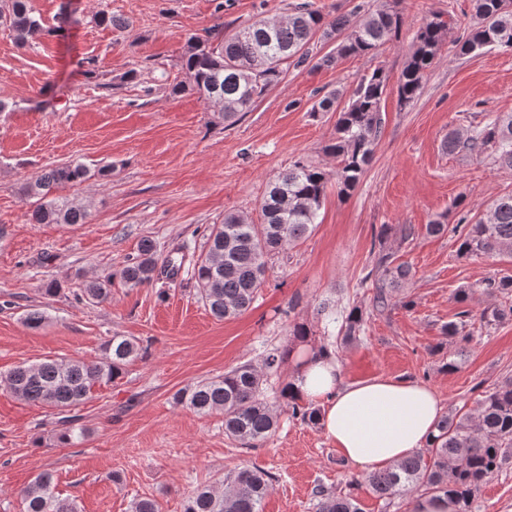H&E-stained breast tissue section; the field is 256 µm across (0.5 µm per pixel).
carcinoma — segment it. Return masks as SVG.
Here are the masks:
<instances>
[{
  "mask_svg": "<svg viewBox=\"0 0 512 512\" xmlns=\"http://www.w3.org/2000/svg\"><path fill=\"white\" fill-rule=\"evenodd\" d=\"M474 24L469 36L456 44L460 54H471L487 47L512 50V0H472ZM400 0H377L374 9L362 14L355 10L327 21L308 3L282 18H263L224 34V27L212 36L188 37L182 57L186 80L171 86L176 96L186 91L198 95L207 108L224 123H232L247 112L282 75V65L296 67L312 60L310 43L317 34L336 41L334 51L320 64L351 55H367L396 41L402 26ZM0 24L8 27L25 44L44 31L43 20L30 0H0ZM452 21L434 14L414 31L410 52L397 84L398 101L407 106L415 101L428 71L439 58ZM388 76L378 68L363 76L348 102L334 93L323 96L313 112L338 114L333 137L324 152L336 159L332 171L321 166L295 162L271 183L260 206V221L237 213H227L224 221L209 227L204 251L192 268V277L204 306L217 320L234 318L247 310L265 282L267 258L308 237L315 228L318 211L329 180H336L338 195L349 196L371 164L381 139L385 118L381 103L387 94ZM448 151L468 149L477 154L493 152L495 161L512 168V113L487 114L474 129L448 132ZM88 175L81 164L53 167L26 183L25 195L39 204L32 210L33 224H84L87 209L62 197H50L60 186L80 183ZM404 240L414 228L392 229L382 224L374 236L378 252L372 268L361 284L371 283L370 306L383 311L392 306L393 293L411 284L412 267L395 263L385 249L391 232ZM430 235L448 231L457 236V254L507 255L512 258V194L494 201L475 223L467 216L450 227L440 215L426 225ZM159 259L153 243L145 239L136 256L128 259L118 275L129 288L150 284ZM112 278H94L81 288L80 297L102 303L111 294ZM479 287L493 299L480 314L488 327L512 315L494 300L512 295V274L504 273L483 280ZM459 320L448 323L447 336L454 340L457 354L463 355L471 340L466 331L471 311L458 312ZM364 327V309L353 306L345 316L340 333L346 343L357 339ZM141 347L132 338L115 334L102 347L101 357L92 363L76 359H48L22 364L0 379L18 398L34 404L72 411L87 398L98 383L112 381L125 366L140 355ZM288 358V350L270 353L264 368L241 364L224 375L189 385L174 395L176 403L200 414L224 415L225 434L244 448H254L276 431L283 407L291 416L316 423L317 409L289 394V384L279 389L271 401L265 393V371L278 370ZM512 447V378L483 388L474 412L445 414L437 424L431 444L417 451L393 469L375 470L366 476L371 490L387 503L409 493H439L454 499L457 512H472L482 488L509 460ZM270 476L257 468L241 467L224 477L219 485H203L188 495L184 512H262ZM317 512H360L356 498L337 494L318 485ZM23 512H81L76 500L60 498L53 492V475L37 474L21 493Z\"/></svg>",
  "mask_w": 512,
  "mask_h": 512,
  "instance_id": "cac0c4a2",
  "label": "carcinoma"
}]
</instances>
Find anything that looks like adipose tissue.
<instances>
[{"label": "adipose tissue", "mask_w": 512, "mask_h": 512, "mask_svg": "<svg viewBox=\"0 0 512 512\" xmlns=\"http://www.w3.org/2000/svg\"><path fill=\"white\" fill-rule=\"evenodd\" d=\"M289 359L295 390L319 403L317 423L346 460L393 468L435 434L444 406L431 386L386 377L346 384L334 357L316 356L302 345Z\"/></svg>", "instance_id": "obj_1"}]
</instances>
